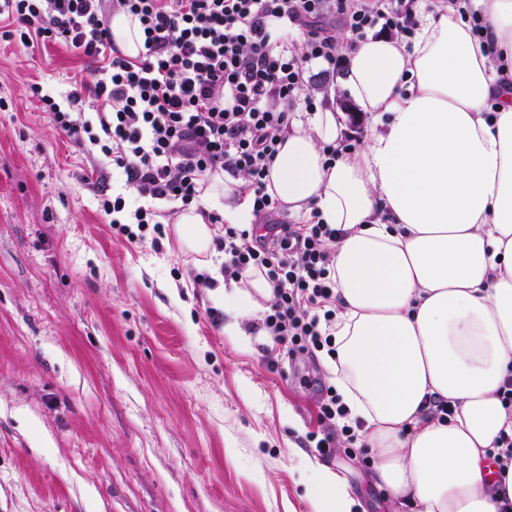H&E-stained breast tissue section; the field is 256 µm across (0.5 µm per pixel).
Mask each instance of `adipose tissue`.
Segmentation results:
<instances>
[{"label":"adipose tissue","mask_w":512,"mask_h":512,"mask_svg":"<svg viewBox=\"0 0 512 512\" xmlns=\"http://www.w3.org/2000/svg\"><path fill=\"white\" fill-rule=\"evenodd\" d=\"M490 42L442 0L412 42L370 38L336 83L370 114L361 150L328 162L343 117L326 104L292 122L270 165L268 193L294 216L342 231L334 248L336 357L325 365L351 418L364 422L374 480L415 512H501L512 467L487 451L512 433L498 391L512 378V81L488 53L512 61V0H471ZM242 177L219 172L204 195L231 224H251ZM181 249L213 250L197 206L181 211ZM271 283L257 271L224 291L240 333ZM455 415H427L428 400ZM314 512H353L341 475L312 464Z\"/></svg>","instance_id":"obj_1"}]
</instances>
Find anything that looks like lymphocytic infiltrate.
Wrapping results in <instances>:
<instances>
[{"mask_svg":"<svg viewBox=\"0 0 512 512\" xmlns=\"http://www.w3.org/2000/svg\"><path fill=\"white\" fill-rule=\"evenodd\" d=\"M414 0H0L13 26L0 38L31 47L58 41L99 60L91 83L73 87L66 103L40 95L53 125L78 147H98L101 160L121 169L140 199L101 195L116 234L162 249L172 215L168 202L189 206L217 171L244 176L253 196L254 224L225 223L214 245L224 255L223 279L264 275L273 298L262 327L288 359L335 357L336 284L332 224H288L266 191L267 170L298 107L317 109L306 93L312 63L344 71L343 47L375 31L412 37ZM138 19L139 57H125L112 42V17ZM96 110L85 116V98ZM317 395L319 431L309 433L319 455L337 440L355 444L361 421L332 383L300 376Z\"/></svg>","mask_w":512,"mask_h":512,"instance_id":"lymphocytic-infiltrate-1","label":"lymphocytic infiltrate"}]
</instances>
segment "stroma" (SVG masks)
<instances>
[{
	"label": "stroma",
	"mask_w": 512,
	"mask_h": 512,
	"mask_svg": "<svg viewBox=\"0 0 512 512\" xmlns=\"http://www.w3.org/2000/svg\"><path fill=\"white\" fill-rule=\"evenodd\" d=\"M95 67L0 41V512H313L308 360L280 357L253 319L225 334L199 278L223 255L113 234L87 154L29 91L65 100ZM326 464L362 512H414L374 483L370 454Z\"/></svg>",
	"instance_id": "1"
}]
</instances>
